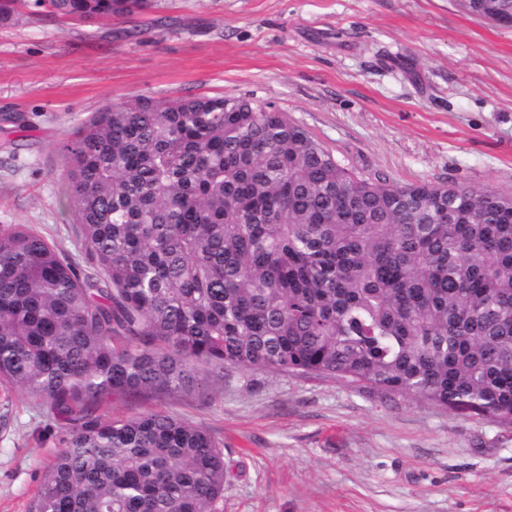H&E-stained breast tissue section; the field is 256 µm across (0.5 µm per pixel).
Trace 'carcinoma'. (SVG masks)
Here are the masks:
<instances>
[{"label":"carcinoma","instance_id":"carcinoma-1","mask_svg":"<svg viewBox=\"0 0 512 512\" xmlns=\"http://www.w3.org/2000/svg\"><path fill=\"white\" fill-rule=\"evenodd\" d=\"M36 4L110 19L151 0ZM65 150L90 271L0 227V382L68 424L30 512H219L208 430L100 410L229 367L512 424V208L491 190L373 180L246 97H137Z\"/></svg>","mask_w":512,"mask_h":512}]
</instances>
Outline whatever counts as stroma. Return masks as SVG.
<instances>
[{
    "mask_svg": "<svg viewBox=\"0 0 512 512\" xmlns=\"http://www.w3.org/2000/svg\"><path fill=\"white\" fill-rule=\"evenodd\" d=\"M246 96L355 171L512 196V27L459 0H155L74 19L20 0L0 23V226L29 224L83 263L64 146L92 113ZM0 416V512H29L68 435L13 390ZM224 444L223 512H512V425L333 378L229 368L205 395L140 394Z\"/></svg>",
    "mask_w": 512,
    "mask_h": 512,
    "instance_id": "obj_1",
    "label": "stroma"
}]
</instances>
